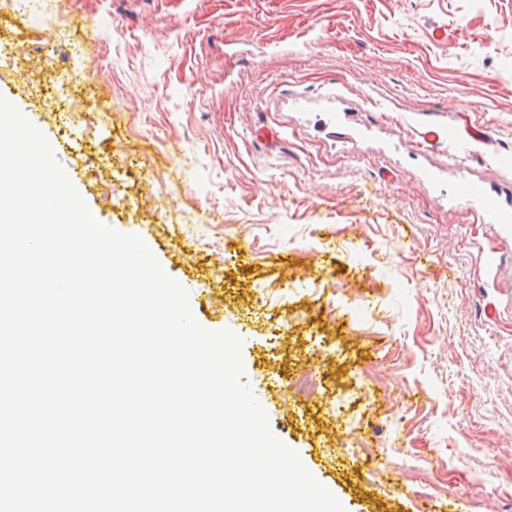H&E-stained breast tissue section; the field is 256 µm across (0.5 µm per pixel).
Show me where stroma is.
<instances>
[{"mask_svg":"<svg viewBox=\"0 0 512 512\" xmlns=\"http://www.w3.org/2000/svg\"><path fill=\"white\" fill-rule=\"evenodd\" d=\"M11 25L0 95L242 340L273 432L346 512H512V0H28ZM49 71L110 111L63 127ZM307 371L308 401L286 385Z\"/></svg>","mask_w":512,"mask_h":512,"instance_id":"obj_1","label":"stroma"}]
</instances>
